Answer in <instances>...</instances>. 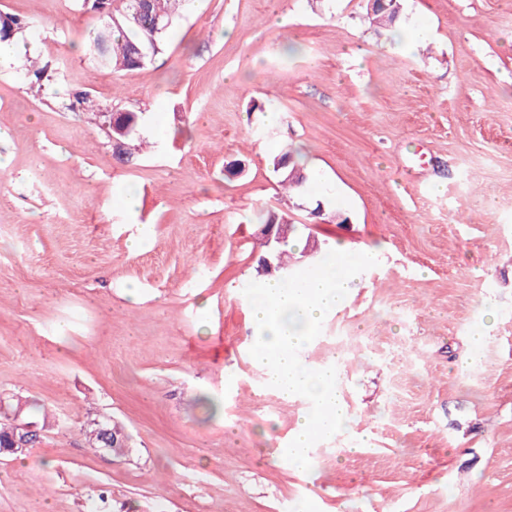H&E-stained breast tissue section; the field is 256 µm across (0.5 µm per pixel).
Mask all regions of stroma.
I'll return each mask as SVG.
<instances>
[{
    "label": "stroma",
    "mask_w": 512,
    "mask_h": 512,
    "mask_svg": "<svg viewBox=\"0 0 512 512\" xmlns=\"http://www.w3.org/2000/svg\"><path fill=\"white\" fill-rule=\"evenodd\" d=\"M366 6L195 0L114 73L78 0H0L27 22L0 64V402L45 408L0 455V512H512V0H401L423 40ZM34 57L59 73L39 91ZM76 90L140 116L129 162ZM272 210L295 270L314 241L379 260L300 353L352 413L307 471L279 450L311 405L250 354ZM99 418L128 452L89 447ZM289 153H284L276 156L273 159V168L276 173H279L281 180L280 185L284 189H301L304 187L306 177L302 174L295 162L292 160ZM295 172L294 174H291ZM104 428H107L108 434H109V448H103L106 446L104 436ZM84 434L88 440V442H91L95 449H104L108 451H112L115 454H121L124 453L129 448H118L115 445L112 447V437L113 438H121L125 434V429L121 427L116 421L114 420H99V421H93L91 424H89L87 427L83 429ZM120 442L123 446L127 445V438L123 437L120 439ZM93 446V447H94ZM122 446V447H123ZM127 447H129L127 445Z\"/></svg>",
    "instance_id": "obj_1"
}]
</instances>
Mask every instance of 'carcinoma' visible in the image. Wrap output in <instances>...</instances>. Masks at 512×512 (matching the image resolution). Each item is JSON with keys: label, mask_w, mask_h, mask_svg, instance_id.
Segmentation results:
<instances>
[{"label": "carcinoma", "mask_w": 512, "mask_h": 512, "mask_svg": "<svg viewBox=\"0 0 512 512\" xmlns=\"http://www.w3.org/2000/svg\"><path fill=\"white\" fill-rule=\"evenodd\" d=\"M83 6L99 12L102 24L87 43V52L92 59H98L97 44L100 38L107 39L108 52L102 67L112 71H132L144 68L156 55L161 53L164 39L170 30L177 13L190 7L192 0H143L142 10L136 9V0H124L121 12L114 13L112 0H82ZM25 22L12 14L0 13V42L12 40L24 28ZM28 75L32 86L42 88L43 82L49 80L48 65L40 66L31 61ZM73 112H100L92 95L87 91L73 94V102L69 105ZM274 171L279 173L280 185L285 189H301L306 177L302 174L289 153L281 154L273 159ZM264 254L257 266L258 275H281L286 271L293 274V264L284 260L283 252L268 245L261 239ZM84 434L95 448L105 446L104 436L120 438L125 429L114 420L94 421L84 428Z\"/></svg>", "instance_id": "1"}]
</instances>
